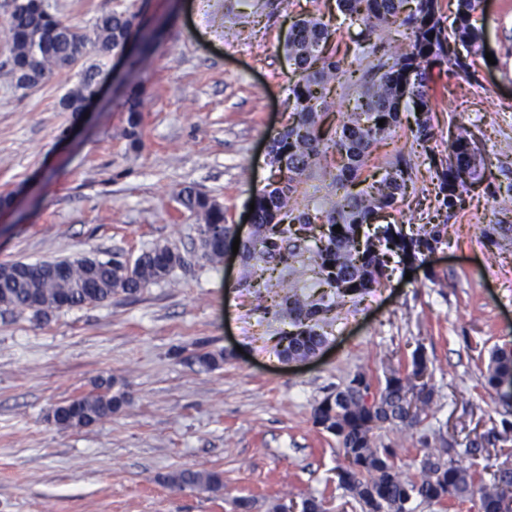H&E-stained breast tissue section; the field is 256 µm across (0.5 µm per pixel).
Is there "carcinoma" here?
I'll use <instances>...</instances> for the list:
<instances>
[{
    "label": "carcinoma",
    "instance_id": "carcinoma-1",
    "mask_svg": "<svg viewBox=\"0 0 512 512\" xmlns=\"http://www.w3.org/2000/svg\"><path fill=\"white\" fill-rule=\"evenodd\" d=\"M346 19L359 26L358 52L354 59L329 48L335 30L323 19H298L283 44L296 80L288 86L291 116L288 125L271 141L269 150L277 161L267 189L255 198L254 237L240 243L244 257L254 262L259 279L249 284L251 294L263 304V313L285 321L280 329L277 355L307 359L328 340L327 328L338 309L355 304L384 286L392 269L391 258L416 259L442 243L446 226L422 225L412 235L396 224H385L364 239L357 249L356 233L376 216L394 207L412 182L411 163L399 155L389 163L385 177L366 188L361 183L369 149L374 142L401 123L400 105L409 99L421 108V117L411 129L423 144L433 137L429 90V67L438 63L452 75L475 76L473 58L482 50L483 33L472 23L478 0H458L452 29L443 24L439 0H336ZM132 13H109L96 22V42L104 54L125 50L130 37ZM10 57L0 65V78L21 90L60 71L74 68L85 56L84 38L51 12L49 0H12L7 21ZM393 29L410 42L400 54L376 38L380 29ZM343 82L355 88L356 97L348 120L334 129L325 127L327 84ZM97 72L87 68L62 96L64 110L78 114L96 94ZM124 134L133 147L141 143L143 122L139 94L131 90ZM383 126H378L379 120ZM340 159L332 176L336 202L329 210L290 205L302 194V185L312 169L327 155ZM483 160L450 157L433 163L438 181V207L447 212L461 208L467 182L476 178ZM176 200L186 210L202 217L198 225L200 258L215 262L223 255L219 237L208 236L210 225L225 223L224 207L216 200L183 188ZM341 226V232L333 230ZM183 262L181 254L167 244H156L135 259L114 252L107 258L80 255L35 263H0V308L30 312L42 317L50 311L102 304L118 293L135 295L167 279ZM301 266L311 273L318 294L305 295L285 284V277ZM428 371V359L412 354L405 370L385 377L383 387L366 403L361 393L371 384L362 373L352 382L326 395L313 413L315 425L336 436L342 462L336 468L338 484L361 512H410V503L438 504L447 500L480 497L482 512H499L503 498L512 497V469L496 470L489 482L475 485L473 473L455 461L458 449L440 438L420 461L421 481L403 478L396 463L397 452L378 442L373 430L384 425L413 428L427 419L434 389L416 385L413 378ZM512 376V353L492 351L484 374L496 389L504 376ZM108 379L98 382V393L58 405L54 422L64 428H82L119 412L125 394L111 392ZM512 438V414H502L479 442L465 452L475 455L485 445L494 446ZM166 483L178 489L218 492L224 488L223 473L216 470H176Z\"/></svg>",
    "mask_w": 512,
    "mask_h": 512
}]
</instances>
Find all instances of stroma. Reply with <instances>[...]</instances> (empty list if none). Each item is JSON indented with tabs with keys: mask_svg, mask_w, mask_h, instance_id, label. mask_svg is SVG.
Here are the masks:
<instances>
[{
	"mask_svg": "<svg viewBox=\"0 0 512 512\" xmlns=\"http://www.w3.org/2000/svg\"><path fill=\"white\" fill-rule=\"evenodd\" d=\"M51 0L53 12L85 36L99 16L137 14L157 38L139 65L129 54L88 49L81 67H98L100 98L86 116L60 105L79 70L23 91L0 80V263L80 254L137 256L168 244L183 257L165 281L95 307L35 318L0 312V512H252L322 499L345 512L335 436L313 423L323 397L356 373L383 380L416 349L429 360L434 398L412 429L383 427L404 477L419 480L422 435L441 431L462 448L460 464L480 476L512 454V442L465 454L504 407L482 373L493 348L512 350V0H484L474 15L489 58L476 80L430 69L433 138L418 144L412 112L371 149L363 171L380 179L396 155L413 181L385 224L417 231L443 224L432 254L396 263L385 286L339 313L326 348L307 361L275 354L279 321L263 316L244 288L243 255L199 257L201 219L175 193L192 187L224 207L227 223L245 216L269 184L267 149L288 123L292 78L282 45L296 19L319 16L336 28L340 51L354 53L357 27L336 0H293L288 11L251 0ZM140 90V148L124 135L131 87ZM466 130L484 159L454 214L439 211L431 158L448 155ZM223 354L219 367L196 363ZM109 379L124 408L82 429L55 424L57 405ZM220 470V493L165 483L180 470Z\"/></svg>",
	"mask_w": 512,
	"mask_h": 512,
	"instance_id": "1",
	"label": "stroma"
}]
</instances>
